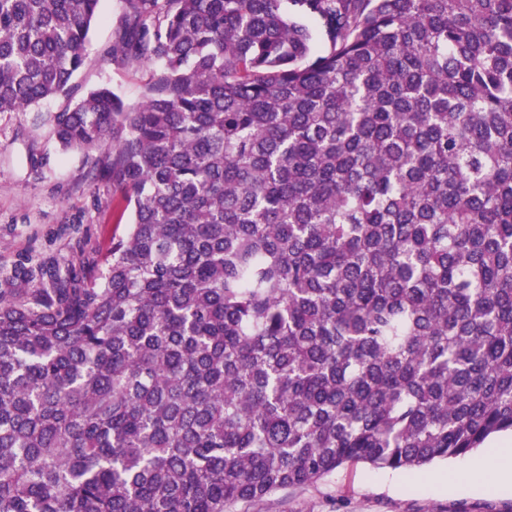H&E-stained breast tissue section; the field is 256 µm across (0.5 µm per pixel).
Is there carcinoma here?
Instances as JSON below:
<instances>
[{"label":"carcinoma","instance_id":"carcinoma-1","mask_svg":"<svg viewBox=\"0 0 512 512\" xmlns=\"http://www.w3.org/2000/svg\"><path fill=\"white\" fill-rule=\"evenodd\" d=\"M0 0V113L133 213L0 291V512H228L512 431V0ZM319 24L324 41L314 47ZM123 6L122 0H100L99 16L90 35L91 65L77 76L75 81L81 90L74 99L77 100L87 89L101 84L110 87L127 104L141 99L150 66H118L112 63V57L108 54Z\"/></svg>","mask_w":512,"mask_h":512}]
</instances>
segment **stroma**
Listing matches in <instances>:
<instances>
[{"label": "stroma", "instance_id": "obj_1", "mask_svg": "<svg viewBox=\"0 0 512 512\" xmlns=\"http://www.w3.org/2000/svg\"><path fill=\"white\" fill-rule=\"evenodd\" d=\"M122 0H100L90 35L91 65L76 82L82 89L107 85L125 103L140 100L149 67L114 64L109 54ZM63 99H49L25 112L0 114V290L12 287L21 267L69 260L73 245L86 238L107 249L127 226L117 220L121 195L92 179L82 153L63 151L51 134L49 117ZM466 457L435 462L408 474L348 463L316 482L282 490L264 501L240 503L235 512H512V494L466 490L484 482L481 471H465ZM456 482L435 492L433 475Z\"/></svg>", "mask_w": 512, "mask_h": 512}]
</instances>
